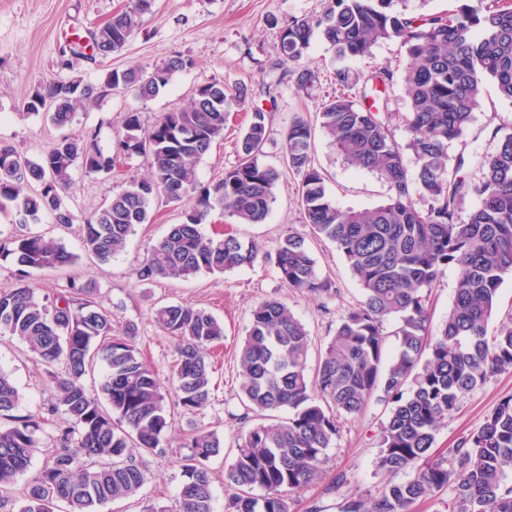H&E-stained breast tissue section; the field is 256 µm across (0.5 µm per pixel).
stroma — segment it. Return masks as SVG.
Masks as SVG:
<instances>
[{
  "instance_id": "35a3bbf8",
  "label": "stroma",
  "mask_w": 512,
  "mask_h": 512,
  "mask_svg": "<svg viewBox=\"0 0 512 512\" xmlns=\"http://www.w3.org/2000/svg\"><path fill=\"white\" fill-rule=\"evenodd\" d=\"M128 0H0V146L14 148L22 156L37 159L53 142L68 136L94 138L98 147L113 153L122 133L124 112L135 109L144 126H152L164 113L186 104L196 89L219 82L246 86L244 110L232 112L224 136L216 140L199 165V182L209 186L239 162L241 132L254 109L266 115L265 163L280 172L275 200L264 223L239 224L212 211L200 230L208 236L231 233L256 244L253 264L221 274L201 273L188 280L165 279L141 283L134 269L153 246L179 223L180 205L157 201L147 223L137 225L123 252L102 264L84 252L79 227L43 218L40 224L21 223L13 209L0 210V235L17 237L40 231L76 254L74 264L31 272L29 279L39 297H53L71 282L92 283L100 290L99 302L112 316L115 327L134 324L135 346L141 357L168 381L178 360L176 347L156 324V308L186 304L212 314L224 323V339L209 350L212 365V399L199 411L169 404L172 425L162 439L163 454L148 457L149 475L138 493L106 503L99 512H178L183 481L181 460L186 455L185 437L198 427L214 432L222 441L219 455L208 465L213 474V512H225L230 496L224 486V470L234 460L240 435L250 426L243 420L239 398L237 352L249 325L252 308L260 301H284L306 326L311 356H318L333 336L338 318L354 307L361 291L335 244L316 237L304 222L299 197V176L283 160L282 142L289 125L304 120L311 128V160L326 180L327 191L341 207L371 208L380 204L387 186L376 175L348 165L322 132L319 112L336 93L331 75L332 51L321 34H313L307 51L315 74L313 86L300 89L293 66L280 50V30L293 18L315 17L327 0H155L153 12L131 37L126 48L101 60L73 52L75 43L89 42L92 33ZM174 56L190 59L191 67L176 72L157 97L141 100L133 93L105 88L112 69L132 65L151 67ZM80 78L101 87L100 97L77 112L64 127L52 124L45 113L24 114L23 104L47 81ZM512 126V102L502 100L494 84L484 86L476 120L463 138L449 149L452 158H463V171L473 174L478 156L489 148L491 125ZM145 157H123L111 173L73 172L68 205L83 216L93 215L130 180L147 176ZM293 234L304 238L322 276L334 293L326 303L288 288L270 259L280 239ZM0 370L10 375L19 393L21 412L49 406L54 389L42 366L31 358L25 344L9 333H0ZM512 396V372L491 377L464 395L436 436V451L452 447L456 440L477 430L498 403ZM390 411L382 393H374L362 412L343 420L341 431L327 451L319 479L292 492L296 512H340L349 496L370 497L389 482L377 466L380 427ZM69 418L57 412L51 425L38 435V447L29 469L20 475L14 491L0 499V512H19L21 491L53 455L58 429Z\"/></svg>"
}]
</instances>
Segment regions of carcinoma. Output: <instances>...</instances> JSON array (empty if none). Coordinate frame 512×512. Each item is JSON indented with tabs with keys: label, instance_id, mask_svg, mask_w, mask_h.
I'll list each match as a JSON object with an SVG mask.
<instances>
[{
	"label": "carcinoma",
	"instance_id": "cac0c4a2",
	"mask_svg": "<svg viewBox=\"0 0 512 512\" xmlns=\"http://www.w3.org/2000/svg\"><path fill=\"white\" fill-rule=\"evenodd\" d=\"M410 0H328L318 17L294 18L283 27L280 49L295 65L301 88L315 81L305 64L313 31L329 43L337 86L350 87L354 74L342 62L371 55L376 45L398 39L406 48L401 83L408 100V137L400 143L373 104L344 93L322 104L321 128L351 165L371 172L389 190L384 204L342 208L327 193L322 173L311 163V129L297 121L288 127L283 151L300 176L305 222L314 234L336 244L361 290V300L339 317L334 335L308 369L311 337L305 325L279 299L257 303L239 350L241 402L262 413L286 410L276 422H261L241 435L224 486L234 489L227 512H293L294 491L317 480L326 450L340 432V421L360 414L381 391L391 404L381 426L378 468L403 481H389L376 496L345 499L341 512H410L411 506L451 489V512H512V396L500 401L476 431L442 456L431 448L460 398L494 375L512 370V325L487 337L504 276L512 274V132L490 131L492 148L481 154L476 172L461 176L463 163L449 167V147L475 120L485 82L512 102V0H458L446 15L416 16ZM154 0H128L93 35L91 56L120 52ZM193 65L173 57L150 69L112 70L105 85L156 97L173 74ZM393 72L375 67L370 91L390 88ZM247 87L211 83L191 100L143 126L140 112L124 113V136L117 151L143 155L149 177L132 180L91 217L72 211L65 198L71 171H112L113 157L88 139L63 138L39 159L10 147L0 150V208L14 204L25 223L50 215L57 224L82 225L86 254L107 263L123 250L135 227L147 223L160 198L179 203L197 184V169L211 144L221 138L229 109L246 102ZM97 87L78 78L46 83L25 104L47 110L56 125L73 121L78 110L98 98ZM265 113L252 121L239 143L241 159L224 178L185 210L150 254L135 268L140 281L188 279L202 272L223 273L251 264L254 247L232 235L201 233L209 211L219 208L241 224L263 223L274 202L278 170L263 161ZM414 157L408 170L404 152ZM423 205H418L414 196ZM478 204L466 210V198ZM11 258L20 273L13 287L0 291V330L23 340L37 359L65 365L48 372L55 401L44 411L17 413L19 396L0 371V493L12 490L31 463L37 432L58 410L70 426L57 436L58 448L24 492L19 512H97L109 501L136 494L148 478L145 457L158 453L169 428L167 394L155 372L140 358L134 325L114 334L112 317L97 302L99 289L71 283L67 293L46 304L26 280L31 270L67 266L76 256L40 233L1 239L0 258ZM273 262L288 287L330 296L308 245L289 234ZM459 269L453 306L441 333L431 337L425 291L448 268ZM398 321V351L386 360L384 321ZM156 323L176 342L179 361L171 376L174 400L187 410L211 402L206 350L224 338V325L188 305L154 311ZM108 375L101 396L84 376L95 359ZM182 459L180 512H212L211 471L207 461L223 444L213 432L195 430Z\"/></svg>",
	"mask_w": 512,
	"mask_h": 512
}]
</instances>
